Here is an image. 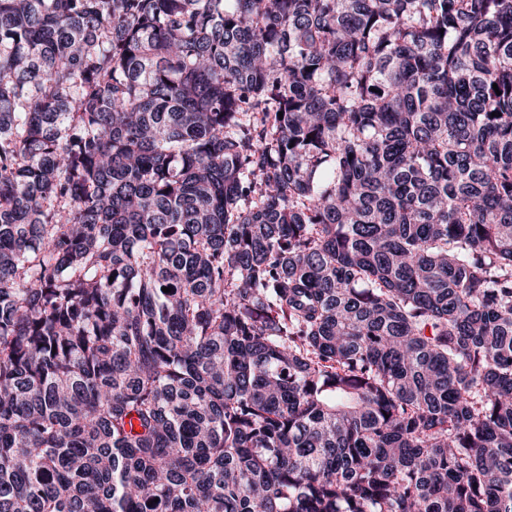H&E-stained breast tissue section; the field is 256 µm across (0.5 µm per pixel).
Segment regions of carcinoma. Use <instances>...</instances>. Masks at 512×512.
I'll return each mask as SVG.
<instances>
[{
	"label": "carcinoma",
	"instance_id": "obj_1",
	"mask_svg": "<svg viewBox=\"0 0 512 512\" xmlns=\"http://www.w3.org/2000/svg\"><path fill=\"white\" fill-rule=\"evenodd\" d=\"M0 512H512V0H0Z\"/></svg>",
	"mask_w": 512,
	"mask_h": 512
}]
</instances>
